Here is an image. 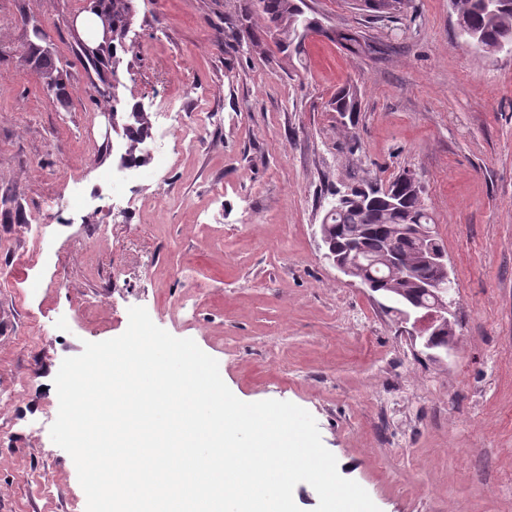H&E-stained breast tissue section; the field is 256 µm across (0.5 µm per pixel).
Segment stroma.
I'll return each mask as SVG.
<instances>
[{
    "instance_id": "1",
    "label": "stroma",
    "mask_w": 512,
    "mask_h": 512,
    "mask_svg": "<svg viewBox=\"0 0 512 512\" xmlns=\"http://www.w3.org/2000/svg\"><path fill=\"white\" fill-rule=\"evenodd\" d=\"M133 4L118 121L173 100L203 136L168 144L165 177L145 156L117 211L104 173L125 136L94 100L69 26L83 0L30 2L64 107L19 64L24 28L0 0V512H85L75 464L50 437L54 377L84 342L121 335L133 306L194 339L239 400L309 411L340 475L380 512H512V54L461 46L450 0H409L391 18L303 0L324 32L298 57L257 0ZM341 28L377 52L327 39ZM348 84L352 125L327 107ZM406 170L454 286L457 343L442 367L320 240L333 191ZM75 183L88 204L60 221L48 201Z\"/></svg>"
}]
</instances>
